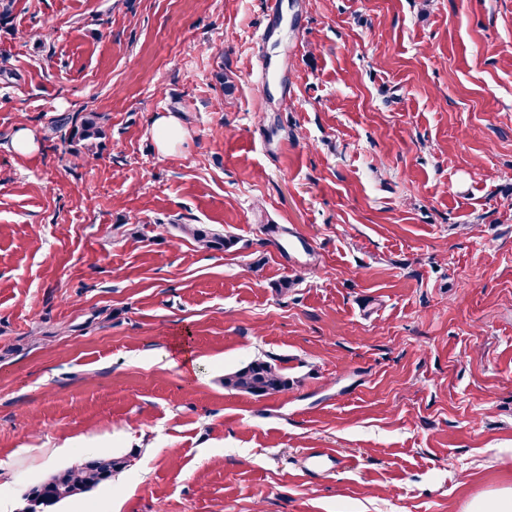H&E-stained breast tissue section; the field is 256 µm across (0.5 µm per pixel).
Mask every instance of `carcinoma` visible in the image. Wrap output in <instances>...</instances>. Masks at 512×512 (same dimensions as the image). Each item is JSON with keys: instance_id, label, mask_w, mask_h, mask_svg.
I'll return each instance as SVG.
<instances>
[{"instance_id": "1", "label": "carcinoma", "mask_w": 512, "mask_h": 512, "mask_svg": "<svg viewBox=\"0 0 512 512\" xmlns=\"http://www.w3.org/2000/svg\"><path fill=\"white\" fill-rule=\"evenodd\" d=\"M97 115L90 112L82 116L74 136L90 139L98 135ZM183 233L191 236L201 247L222 249L227 245L223 236L201 225L184 224ZM224 388L246 393L258 398H268L285 393L290 388L288 376L274 359H255L224 376ZM126 456H95L81 464L58 469L46 480L30 488L23 500L30 503L32 512H50L61 502L81 496L112 480L128 466Z\"/></svg>"}]
</instances>
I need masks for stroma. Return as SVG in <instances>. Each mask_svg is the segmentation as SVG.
<instances>
[{"instance_id": "obj_1", "label": "stroma", "mask_w": 512, "mask_h": 512, "mask_svg": "<svg viewBox=\"0 0 512 512\" xmlns=\"http://www.w3.org/2000/svg\"><path fill=\"white\" fill-rule=\"evenodd\" d=\"M268 2L0 0V512L107 454L55 512L512 488V0ZM257 357L287 393L225 389ZM156 137L162 151L168 152L182 137L180 125L171 120H161L156 127ZM183 233L191 236L201 247L206 249H224L227 245L224 236L212 232L201 225H182ZM126 456H95L75 467L58 469L46 480L30 488L23 497L30 512H50L61 502L81 496L112 480L128 466Z\"/></svg>"}]
</instances>
